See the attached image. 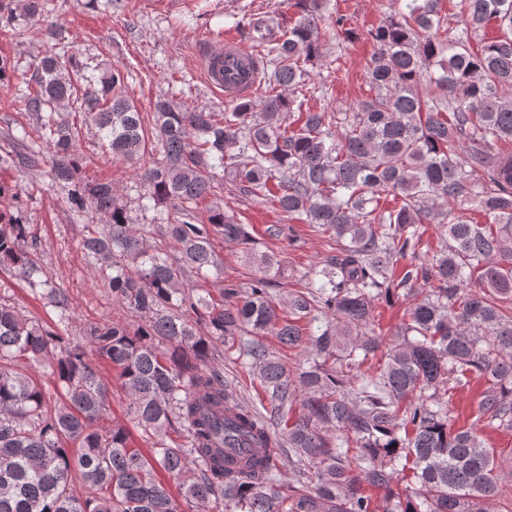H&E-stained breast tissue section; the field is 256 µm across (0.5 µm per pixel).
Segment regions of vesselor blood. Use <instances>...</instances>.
<instances>
[{
	"label": "vessel or blood",
	"mask_w": 512,
	"mask_h": 512,
	"mask_svg": "<svg viewBox=\"0 0 512 512\" xmlns=\"http://www.w3.org/2000/svg\"><path fill=\"white\" fill-rule=\"evenodd\" d=\"M206 83L225 101L254 97L261 83L258 56L234 36L205 51L201 58Z\"/></svg>",
	"instance_id": "b4317fda"
}]
</instances>
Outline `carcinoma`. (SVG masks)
Segmentation results:
<instances>
[{
    "label": "carcinoma",
    "instance_id": "cac0c4a2",
    "mask_svg": "<svg viewBox=\"0 0 512 512\" xmlns=\"http://www.w3.org/2000/svg\"><path fill=\"white\" fill-rule=\"evenodd\" d=\"M440 2L382 10L368 30L369 96L349 111L304 109L295 96L322 57L320 23L354 37L327 0H295L298 18L279 37L264 18L252 22L270 66L263 99L224 113L159 100L150 130L118 75L95 79L71 56L43 57L21 107L69 208L105 216L85 225L81 247L134 321L106 319L76 340L66 289L43 293L50 325L0 300V512H198L219 501L224 512H512L499 509L494 449L474 428L452 429L447 401L482 379L477 421L512 431V149L498 148L512 145V0H465L466 29L495 22L505 33L476 52L440 34ZM4 14L43 24L39 0H0ZM72 112L118 158L160 144L162 161L140 179L154 205L172 204L174 222L138 229L112 184L78 175ZM226 182L335 239L336 254L282 306L271 292L280 261L224 213ZM473 206L485 223L468 219ZM425 224L443 230L426 251ZM157 233L175 257L149 244ZM216 234L258 276L190 296L186 276L219 266ZM40 247L31 225L0 212L1 268L32 279ZM416 285L428 291L380 351L376 303ZM267 336L303 353L295 369ZM221 346L260 382L262 409L238 400ZM98 360L129 397V428L101 425L109 387ZM133 429L149 454L131 446ZM76 479L88 495L74 492Z\"/></svg>",
    "mask_w": 512,
    "mask_h": 512
}]
</instances>
